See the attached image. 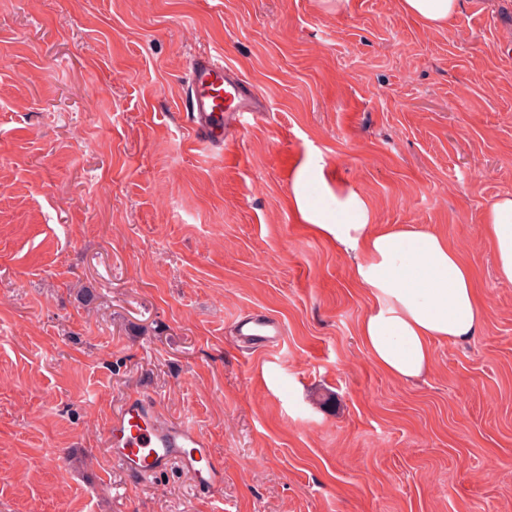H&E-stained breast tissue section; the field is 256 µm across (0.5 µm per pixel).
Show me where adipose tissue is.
Returning a JSON list of instances; mask_svg holds the SVG:
<instances>
[{
  "label": "adipose tissue",
  "mask_w": 512,
  "mask_h": 512,
  "mask_svg": "<svg viewBox=\"0 0 512 512\" xmlns=\"http://www.w3.org/2000/svg\"><path fill=\"white\" fill-rule=\"evenodd\" d=\"M403 11L424 24L449 26L459 0H400ZM295 213L351 257L356 282L372 308L360 337L379 368L401 379L426 374L437 340L465 341L481 328L473 273L442 236L417 229L372 231L374 212L356 189L333 187L316 160L298 169L290 186ZM485 230L501 281L512 283V195L495 198Z\"/></svg>",
  "instance_id": "adipose-tissue-1"
}]
</instances>
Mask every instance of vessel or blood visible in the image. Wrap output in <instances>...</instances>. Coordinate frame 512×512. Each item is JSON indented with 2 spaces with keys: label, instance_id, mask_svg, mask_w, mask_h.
<instances>
[{
  "label": "vessel or blood",
  "instance_id": "1",
  "mask_svg": "<svg viewBox=\"0 0 512 512\" xmlns=\"http://www.w3.org/2000/svg\"><path fill=\"white\" fill-rule=\"evenodd\" d=\"M189 118L200 143L219 149L230 131L244 127L246 116L256 111L254 92L223 53L209 50L191 57ZM238 340L246 345H275L282 337L277 321L255 312L235 323ZM110 455L127 472L141 474L178 464L203 488L224 484V470L216 461L205 435L187 423L166 424L159 420L150 401H125L113 412L106 427Z\"/></svg>",
  "mask_w": 512,
  "mask_h": 512
}]
</instances>
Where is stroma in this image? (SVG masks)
Wrapping results in <instances>:
<instances>
[{
    "mask_svg": "<svg viewBox=\"0 0 512 512\" xmlns=\"http://www.w3.org/2000/svg\"><path fill=\"white\" fill-rule=\"evenodd\" d=\"M265 107L223 149L198 49ZM379 230L447 239L485 309L404 381L359 336L350 259L289 197L308 160ZM512 0L425 27L400 0H0V512H512ZM260 311L278 345L233 327ZM147 396L224 467L135 477L105 427ZM485 230L496 255L498 277L512 283V195L499 196L488 205Z\"/></svg>",
    "mask_w": 512,
    "mask_h": 512,
    "instance_id": "obj_1",
    "label": "stroma"
}]
</instances>
